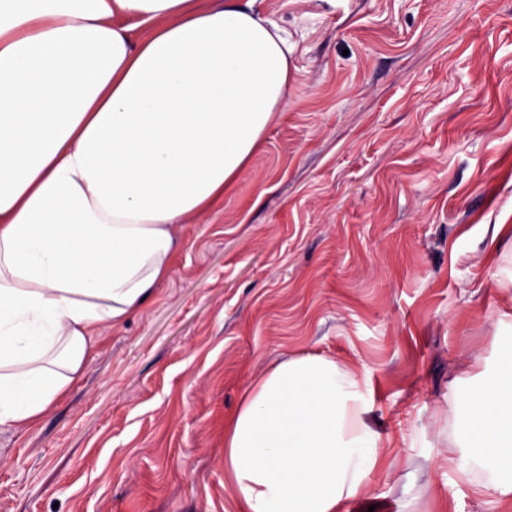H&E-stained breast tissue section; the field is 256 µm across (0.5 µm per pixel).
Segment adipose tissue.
<instances>
[{
	"mask_svg": "<svg viewBox=\"0 0 512 512\" xmlns=\"http://www.w3.org/2000/svg\"><path fill=\"white\" fill-rule=\"evenodd\" d=\"M257 0H0V426L69 389L142 311L288 93ZM367 386L283 361L224 420L233 512H349L383 440ZM449 464L512 494V347L459 399Z\"/></svg>",
	"mask_w": 512,
	"mask_h": 512,
	"instance_id": "1",
	"label": "adipose tissue"
}]
</instances>
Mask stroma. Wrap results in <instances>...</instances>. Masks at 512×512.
<instances>
[{"mask_svg":"<svg viewBox=\"0 0 512 512\" xmlns=\"http://www.w3.org/2000/svg\"><path fill=\"white\" fill-rule=\"evenodd\" d=\"M288 95L149 304L34 426L0 427V512H227L224 417L280 362L372 387L392 437L353 512H512L443 457L512 343V0H262Z\"/></svg>","mask_w":512,"mask_h":512,"instance_id":"1","label":"stroma"}]
</instances>
